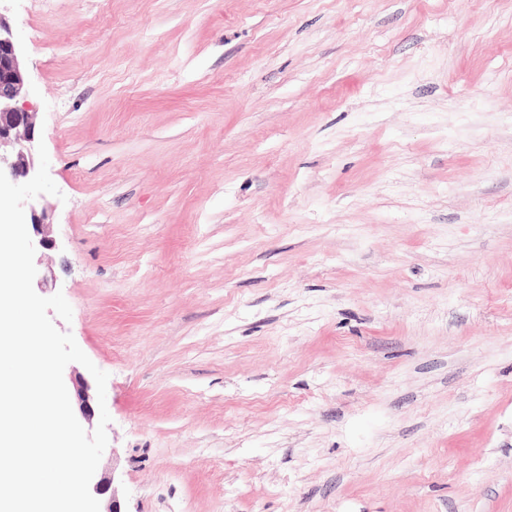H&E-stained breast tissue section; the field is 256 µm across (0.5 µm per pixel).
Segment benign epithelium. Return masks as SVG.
Wrapping results in <instances>:
<instances>
[{
  "label": "benign epithelium",
  "mask_w": 512,
  "mask_h": 512,
  "mask_svg": "<svg viewBox=\"0 0 512 512\" xmlns=\"http://www.w3.org/2000/svg\"><path fill=\"white\" fill-rule=\"evenodd\" d=\"M22 46L0 18V169L15 184L30 180L35 163L34 113L26 102ZM35 238V249H51L55 243L44 231V214L37 199L25 204Z\"/></svg>",
  "instance_id": "obj_1"
}]
</instances>
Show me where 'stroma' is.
I'll use <instances>...</instances> for the list:
<instances>
[{"instance_id":"stroma-1","label":"stroma","mask_w":512,"mask_h":512,"mask_svg":"<svg viewBox=\"0 0 512 512\" xmlns=\"http://www.w3.org/2000/svg\"><path fill=\"white\" fill-rule=\"evenodd\" d=\"M122 512H512V0H0Z\"/></svg>"}]
</instances>
